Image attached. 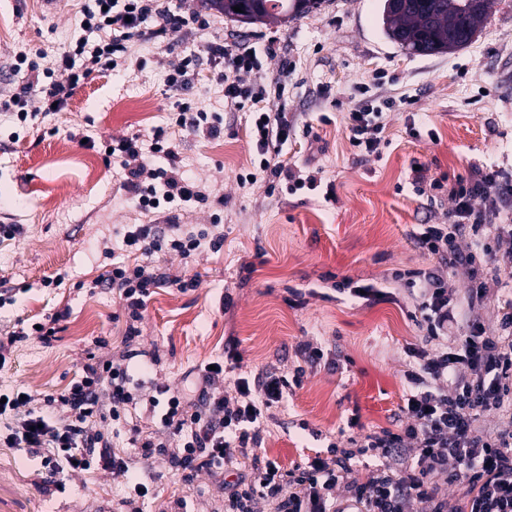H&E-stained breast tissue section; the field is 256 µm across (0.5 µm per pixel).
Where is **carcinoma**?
<instances>
[{
  "label": "carcinoma",
  "mask_w": 512,
  "mask_h": 512,
  "mask_svg": "<svg viewBox=\"0 0 512 512\" xmlns=\"http://www.w3.org/2000/svg\"><path fill=\"white\" fill-rule=\"evenodd\" d=\"M224 16L247 24L286 22L313 12L322 0H207ZM415 0L407 8L393 9L383 0L381 22L385 36L412 55L452 54L469 45L460 41L466 31L480 32L492 7V0ZM241 11L236 12L233 7Z\"/></svg>",
  "instance_id": "obj_1"
}]
</instances>
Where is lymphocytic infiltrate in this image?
I'll use <instances>...</instances> for the list:
<instances>
[{
  "mask_svg": "<svg viewBox=\"0 0 512 512\" xmlns=\"http://www.w3.org/2000/svg\"><path fill=\"white\" fill-rule=\"evenodd\" d=\"M192 24L205 27L209 21L171 9L164 0H86L74 46L50 66L29 62L21 92L0 109L15 111L23 120L33 106L42 112L65 107L81 82L111 69L129 41L151 42ZM202 58L218 69L225 106L257 105L250 138L260 171L293 181L298 189L314 186L315 173L297 176L280 158L295 128L285 108H263L267 91L257 74L256 51L221 38L208 40L202 54L186 55L174 68L170 88L181 90ZM250 72L255 78L248 83L243 76ZM396 104L392 97L379 105L354 103L346 115L352 146L378 153L383 112ZM115 150L123 186L140 209L206 203L200 185L183 176L166 128L123 139ZM449 197L447 223L423 225L414 235L416 247L439 265L408 277L418 339L406 349L408 391L395 428L361 434L358 419H350L354 433L344 443H331L326 454L290 469L261 456L271 410L325 358L321 347L305 341L297 348L301 364L293 374L268 368L235 379L229 392L219 386L225 372L219 360L186 372L181 386L151 384L142 402L132 393L125 360L90 356L82 379L60 399L37 401L22 386L6 390L0 402V444L39 461L56 483L70 471H110L126 486L129 512H140L139 503L152 488L131 473L125 450L96 430L95 421L121 427L141 459L166 454L183 485H193L203 473L215 479L235 473V481L224 485V512H264L270 503L276 512H512V225L501 221L512 214V184L500 170L475 166ZM491 225L496 233L490 237L486 229ZM463 235L468 238L464 245L459 242ZM205 243L220 250L224 235L194 234L171 223L128 225L121 240L124 259L94 284L115 291L130 321H139L152 288L160 284L149 259L169 251L190 258ZM461 266L470 275L462 293L455 286ZM490 302L498 311L492 327L480 314ZM140 402L155 421L153 432H143L128 417ZM59 404L67 408L66 418L56 417ZM364 458L376 465L361 478L354 463Z\"/></svg>",
  "mask_w": 512,
  "mask_h": 512,
  "instance_id": "f902f5d3",
  "label": "lymphocytic infiltrate"
}]
</instances>
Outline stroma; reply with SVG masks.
Listing matches in <instances>:
<instances>
[{
	"instance_id": "obj_1",
	"label": "stroma",
	"mask_w": 512,
	"mask_h": 512,
	"mask_svg": "<svg viewBox=\"0 0 512 512\" xmlns=\"http://www.w3.org/2000/svg\"><path fill=\"white\" fill-rule=\"evenodd\" d=\"M171 7L206 14L208 36H249L263 56L268 88L284 86L288 119L311 126L283 150L289 164L321 170L317 189L269 190L266 179L240 182L258 158L249 135V109L227 111L224 86L201 65L186 89L174 93L168 76L200 40L171 33L129 44L112 70L80 85L66 109L19 123L0 112V225L19 224L21 236L0 237V337L18 321L49 323L63 313L50 341L32 335L13 345L0 369V389L23 386L38 398H59L81 379L88 352L103 359L131 355L132 367L150 363L155 381L180 385L190 368L223 356L235 339L248 373L297 364L305 340L341 357L340 369L304 377L273 411L260 450L289 469L336 441L348 419L365 430L393 427L403 404L408 344L417 339L409 317L413 299L395 272L434 268L411 234L438 224L440 212L422 209L410 167L420 162L432 176L467 174L470 166L512 176V0H494L485 27L467 47L434 56H412L386 38L380 0H323L316 13L285 23L244 24L208 8L206 0H171ZM80 2L65 0L44 15L40 0H0V67L42 52L54 57L79 31ZM142 96L148 112L125 109ZM395 96L386 114L381 155L356 152L338 103ZM224 115L214 139L174 126L179 103ZM166 127L179 143L181 164L209 193L207 204L176 211L175 223L199 229L218 224L220 251L195 259L171 252L154 257L161 272L196 278L181 292L163 284L147 301L141 320L130 322L111 289L94 279L111 269L109 249L129 224L165 219L145 212L122 186L117 164L102 144ZM343 281L389 291L386 299L351 300L336 292ZM300 302L289 305L290 289ZM132 470L152 484L142 512H164L175 496L203 489L207 512H224V490L200 475L196 488L172 475L164 456ZM64 489L44 481L38 462H23L0 446V512H122L125 486L111 472L73 473Z\"/></svg>"
}]
</instances>
